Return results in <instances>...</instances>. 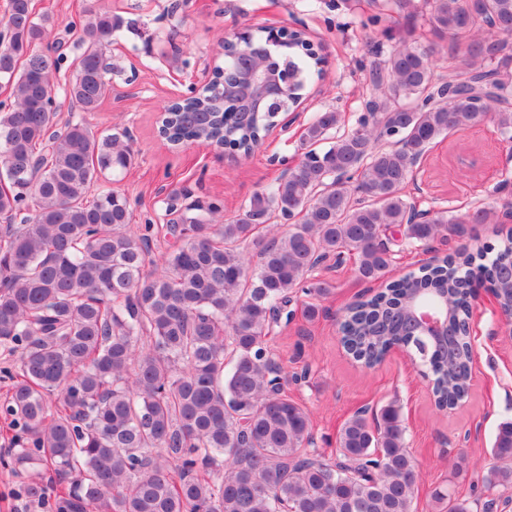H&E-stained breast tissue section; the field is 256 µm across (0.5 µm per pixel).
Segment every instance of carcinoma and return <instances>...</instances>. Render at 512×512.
I'll return each instance as SVG.
<instances>
[{
	"label": "carcinoma",
	"mask_w": 512,
	"mask_h": 512,
	"mask_svg": "<svg viewBox=\"0 0 512 512\" xmlns=\"http://www.w3.org/2000/svg\"><path fill=\"white\" fill-rule=\"evenodd\" d=\"M407 22L424 19L448 42L447 76L432 48L403 30L373 64L371 122L340 135V113H316L302 157L254 193L232 220L223 205L186 207L167 226L161 263L148 238L128 228V201L108 187L132 166L124 132L98 133L60 121L57 76L64 56L48 42L53 21L32 0H9L0 26V344L19 353V380L3 411L17 430L11 457L28 475L27 497L49 499L42 471L63 489L55 512H417L419 466L401 409L392 401L356 410L339 428L335 457L309 451L308 411L284 393L282 368L266 344L272 322L290 314L300 288L305 316L317 318L332 293L307 283L318 262L353 254L364 281L386 278L399 228L411 246L468 224H493L497 211L441 210L414 221L407 194L413 170L452 130L493 117L512 140V0H372ZM121 20L89 6L78 31L82 52L64 91L94 112L111 85L102 67ZM282 63L321 75L322 57L280 53ZM207 87L181 112H212L201 124L166 112L169 140L227 139L247 160L267 132L270 106L243 125ZM292 216L271 232L275 215ZM512 307V233L491 260L464 248L432 267L361 294L343 310L345 350L366 368L400 344L433 375L437 407L468 393L471 360L464 321L478 289ZM443 295L454 353H423L406 328L407 297ZM483 476L492 493L512 488V420L501 422ZM434 512H473L438 486Z\"/></svg>",
	"instance_id": "cac0c4a2"
}]
</instances>
